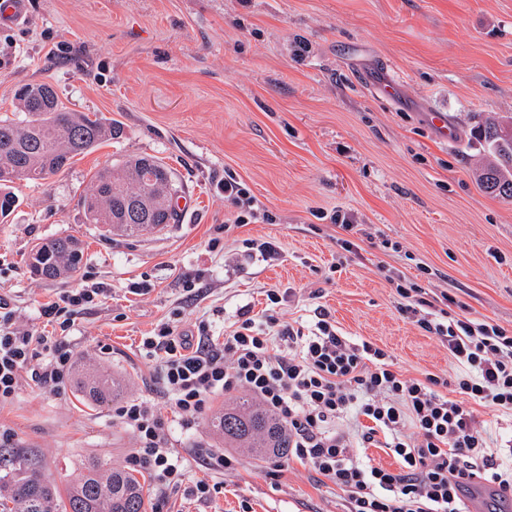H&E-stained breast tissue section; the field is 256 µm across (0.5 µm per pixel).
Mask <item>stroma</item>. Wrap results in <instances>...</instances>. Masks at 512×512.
I'll use <instances>...</instances> for the list:
<instances>
[{
  "label": "stroma",
  "mask_w": 512,
  "mask_h": 512,
  "mask_svg": "<svg viewBox=\"0 0 512 512\" xmlns=\"http://www.w3.org/2000/svg\"><path fill=\"white\" fill-rule=\"evenodd\" d=\"M30 82L124 134L42 183H18L19 202L0 220V296L41 329L42 303L86 274L105 283L108 296L79 315L68 342L75 361L124 376L130 397L160 395L139 348L158 325L178 312L184 330L201 317L220 328L243 305L261 311L272 287L292 291L285 320L324 306L342 334L384 349L408 378L458 367L399 312L392 278L448 292L472 317L512 330V201L479 189L470 138L476 114L512 113V0H29L19 24L0 23V113ZM437 110L451 137L433 124ZM134 154L172 169L177 221L137 239L104 237L79 197L96 169ZM228 174L262 212L250 224L235 226L224 204ZM338 209L361 226L358 253L337 243ZM222 226L225 253L272 240L282 260L225 266L207 248ZM67 235L85 245L81 273L36 280L32 245ZM140 282L149 292L132 293ZM112 408L84 405L70 380L55 393L30 384L0 406V425L63 487L86 459L124 466L133 435ZM198 440L224 448L202 425L173 444L189 482L213 491L161 496L146 481L164 512L349 510L346 493L290 455L274 476L270 461L246 457L226 474L192 456Z\"/></svg>",
  "instance_id": "obj_1"
}]
</instances>
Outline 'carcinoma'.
<instances>
[{"instance_id":"1","label":"carcinoma","mask_w":512,"mask_h":512,"mask_svg":"<svg viewBox=\"0 0 512 512\" xmlns=\"http://www.w3.org/2000/svg\"><path fill=\"white\" fill-rule=\"evenodd\" d=\"M15 100L22 117L0 116L3 218L18 201L16 181L47 180L75 157L123 134L122 126L110 119L67 110L46 82L20 85ZM471 137L489 157L479 174L481 188L492 197L512 199V114H478ZM176 192L172 172L161 160L131 157L92 174L80 195L84 223L101 224L110 235L142 237L175 220ZM83 264L84 244L71 235L42 240L29 254L31 273L43 281L72 276ZM74 379L88 404L119 401L127 393L123 379L86 364L75 369ZM208 426L225 444L259 459L289 448L288 430L247 400L216 409ZM0 491L12 503L10 512H147L144 484L134 472L95 458L82 463L79 478L61 490L44 477L36 456L17 448L0 457Z\"/></svg>"}]
</instances>
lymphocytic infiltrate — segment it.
I'll list each match as a JSON object with an SVG mask.
<instances>
[{
    "instance_id": "lymphocytic-infiltrate-1",
    "label": "lymphocytic infiltrate",
    "mask_w": 512,
    "mask_h": 512,
    "mask_svg": "<svg viewBox=\"0 0 512 512\" xmlns=\"http://www.w3.org/2000/svg\"><path fill=\"white\" fill-rule=\"evenodd\" d=\"M394 288L400 312L447 349L455 378L404 377L385 350L339 333L321 306L312 323L293 325L280 312L288 291L270 288L265 310L240 307L223 336L209 319L187 333L173 318L143 337L171 415L143 397L114 409L135 437L127 467L148 472L157 491L180 487L186 470L171 429H196L214 396L243 392L287 425L289 452L312 478L348 493L350 512H469L464 477L512 492V440L493 444L476 412L512 416V330L451 315L448 294L414 282ZM107 293L87 277L42 305L50 335L21 322L0 297V404L30 381L49 392L62 388L73 364L67 336L80 312ZM350 416L356 428L338 429ZM370 448L389 449L397 468L374 465Z\"/></svg>"
}]
</instances>
